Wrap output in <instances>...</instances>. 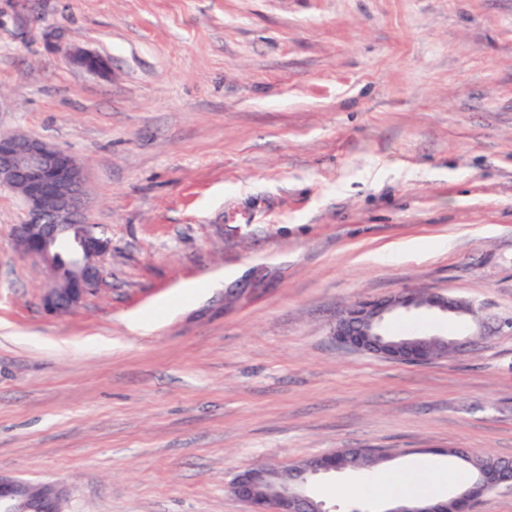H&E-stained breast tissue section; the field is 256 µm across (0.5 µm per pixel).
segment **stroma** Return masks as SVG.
Listing matches in <instances>:
<instances>
[{"label":"stroma","instance_id":"35a3bbf8","mask_svg":"<svg viewBox=\"0 0 512 512\" xmlns=\"http://www.w3.org/2000/svg\"><path fill=\"white\" fill-rule=\"evenodd\" d=\"M0 129L80 158L112 240L47 315L0 188V475L63 512H247L229 485L259 464L512 460V0H0ZM405 289L489 336L426 365L336 344ZM356 479L312 493L384 512Z\"/></svg>","mask_w":512,"mask_h":512}]
</instances>
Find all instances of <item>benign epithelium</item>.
I'll list each match as a JSON object with an SVG mask.
<instances>
[{
  "instance_id": "obj_1",
  "label": "benign epithelium",
  "mask_w": 512,
  "mask_h": 512,
  "mask_svg": "<svg viewBox=\"0 0 512 512\" xmlns=\"http://www.w3.org/2000/svg\"><path fill=\"white\" fill-rule=\"evenodd\" d=\"M66 57L81 68L104 71L100 56L83 49L65 50ZM0 188L16 194L23 202L22 220L13 227V241L26 259L45 266L50 284L42 304L51 315H61L81 304L101 286L103 257L112 250V240L102 226L90 221L89 199L82 164L70 152L43 139L20 132H0ZM439 308L419 302V294L399 292L373 301H357L344 309L332 329L342 347L370 351L389 360L409 364L430 361L419 346L387 342L386 321L393 315L427 309L456 317H467L454 308L459 298L429 293ZM340 470L336 453L321 455L298 478L281 481L282 468L275 465L239 471L230 491L249 506L248 512H329L325 504L309 494L313 481ZM512 481L509 466L486 469L452 498L453 506L433 500L414 501L386 512H473L474 504L488 489ZM32 491L18 480L0 478V512H32ZM54 488L44 486L38 503L44 512H61Z\"/></svg>"
}]
</instances>
